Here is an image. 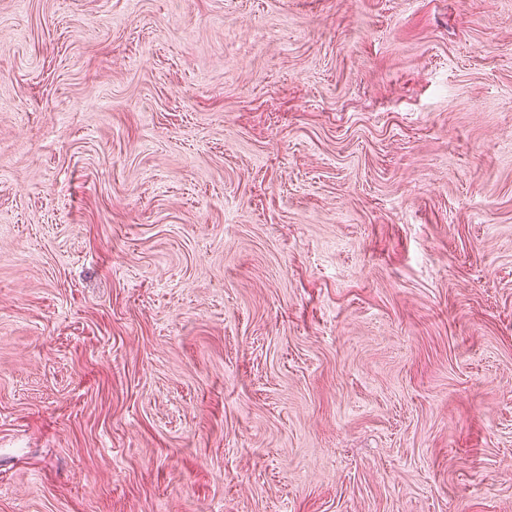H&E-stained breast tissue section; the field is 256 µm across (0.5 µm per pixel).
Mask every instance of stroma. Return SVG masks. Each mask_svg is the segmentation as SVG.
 Returning a JSON list of instances; mask_svg holds the SVG:
<instances>
[{
  "label": "stroma",
  "mask_w": 512,
  "mask_h": 512,
  "mask_svg": "<svg viewBox=\"0 0 512 512\" xmlns=\"http://www.w3.org/2000/svg\"><path fill=\"white\" fill-rule=\"evenodd\" d=\"M0 512H512V0H0Z\"/></svg>",
  "instance_id": "35a3bbf8"
}]
</instances>
